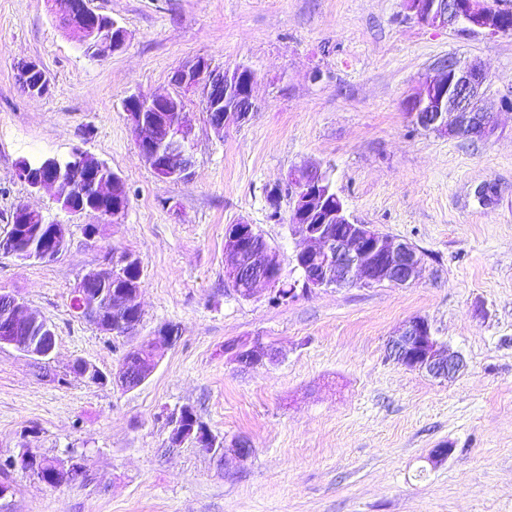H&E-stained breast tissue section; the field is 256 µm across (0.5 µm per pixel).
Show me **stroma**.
<instances>
[{"mask_svg":"<svg viewBox=\"0 0 512 512\" xmlns=\"http://www.w3.org/2000/svg\"><path fill=\"white\" fill-rule=\"evenodd\" d=\"M126 30L125 48L87 54L50 0H0V235L21 203L71 227L49 263L0 256V293L50 321L57 352L34 363L0 348V463L30 448L83 456L86 475L49 485L0 473V512H512V32L420 24L402 0H93ZM209 58L256 76V108L216 135L200 94L184 100L195 164L181 180L143 162L123 102L172 91L182 63ZM478 61L498 132L479 142L424 130L405 101L435 63ZM39 61L33 98L15 80ZM80 148L126 183L129 207L95 240L50 193L15 175L20 159ZM328 168L349 214L417 247L425 271L395 288L297 290L274 306L225 277L227 225L252 224L300 280L289 199L268 195L290 170ZM143 264L133 337L101 333L70 309L85 269L111 248ZM460 353L449 380L389 359L413 317ZM178 335L133 390L92 384L72 360L117 369L132 343ZM261 339L275 365L242 368L228 343ZM192 407L227 452L168 442L166 416ZM250 441L239 461L231 447ZM450 447L430 465V451ZM40 68H42L41 64L36 60L22 62L16 68L15 79L30 97L41 98L45 96L49 90L50 81L47 75L43 74L42 80L37 86H33L29 80L33 71Z\"/></svg>","mask_w":512,"mask_h":512,"instance_id":"35a3bbf8","label":"stroma"}]
</instances>
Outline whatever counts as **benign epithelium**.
<instances>
[{
  "label": "benign epithelium",
  "instance_id": "1",
  "mask_svg": "<svg viewBox=\"0 0 512 512\" xmlns=\"http://www.w3.org/2000/svg\"><path fill=\"white\" fill-rule=\"evenodd\" d=\"M405 8L421 24L454 28L464 25L487 35L503 32L500 21L483 10L480 0H404ZM84 23L71 27L79 44L100 56L124 48L126 32L117 23L106 22L107 15L92 7V0L81 2ZM41 68L36 60L20 63L15 79L31 97L41 98L50 87L48 76H42L39 85L29 77ZM439 74L425 79L406 100V111L412 121L428 130L451 137H465L487 141L495 136L497 127L478 105L486 82V75L476 61L462 62L448 57L436 65ZM255 74L246 67L226 71L212 65L206 57H196L180 65L173 82L178 88L174 94H137L127 98L124 110L138 134L137 148L145 161L161 160V177L180 179L187 175L194 163L193 129L187 123L183 95L200 92L205 111L217 114L210 123L217 134L229 125L246 122L255 107L253 91ZM147 112H173V122L159 128L146 119ZM76 172L77 177L91 191V197L105 201L112 197L116 176L105 173L102 162L87 152L74 148L65 157H53L44 163L29 164L16 170L18 177L31 189L53 191L55 198L67 199L70 212L75 215L94 214L106 218L104 209L84 203L81 186L69 182L63 170ZM294 194L291 195V223L295 236L306 246L295 255L298 267L306 269L318 265L317 278L303 276L311 288L358 286L370 288L377 283L403 287L418 280L423 271V260L412 244L401 242L375 231L368 224L354 222L346 213L344 203L335 191L328 172L318 165L294 171L288 178ZM70 225L60 224L51 229L49 239L42 243L47 252L61 255L70 244ZM224 253L230 257L238 288L237 295L250 299L274 285V277L283 275V266L276 251L269 249L264 256L243 259L237 240L227 238ZM112 281V259L85 271L72 289L78 300L77 316L94 324L104 333L112 327L126 328L133 335L141 323V308L137 303L140 290L114 297L103 291ZM40 329V335L29 332ZM175 333L163 330L150 339L151 355L133 358L115 373L106 375L94 363L75 360L70 371L93 382L113 378L120 387L132 390L142 385L154 372L164 346L172 343ZM8 345L36 363L49 359L56 348L54 326L28 311L16 296L0 293V346ZM224 354L245 367H259L277 360V354L259 340L250 344L231 343ZM388 355L397 364L425 372L434 378L448 379L464 368L462 357L448 350V346L433 336L429 322L422 317L410 319L388 343ZM11 464L34 475L45 473L54 484L76 480L84 465L74 456L46 462L31 448H23Z\"/></svg>",
  "mask_w": 512,
  "mask_h": 512
}]
</instances>
